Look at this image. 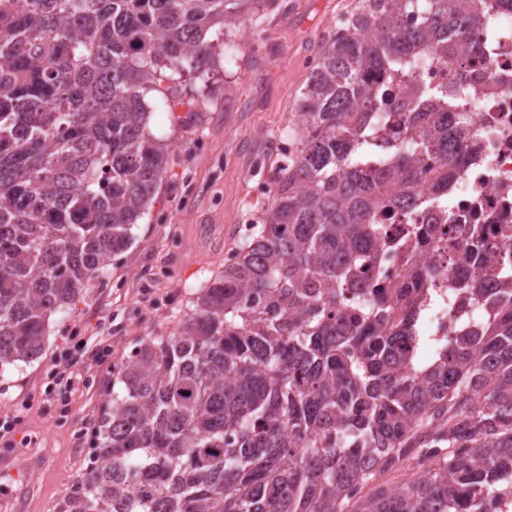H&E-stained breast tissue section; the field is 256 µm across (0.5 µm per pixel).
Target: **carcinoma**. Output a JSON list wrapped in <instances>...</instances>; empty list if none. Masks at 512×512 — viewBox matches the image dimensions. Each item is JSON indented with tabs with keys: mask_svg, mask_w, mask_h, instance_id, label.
Returning <instances> with one entry per match:
<instances>
[{
	"mask_svg": "<svg viewBox=\"0 0 512 512\" xmlns=\"http://www.w3.org/2000/svg\"><path fill=\"white\" fill-rule=\"evenodd\" d=\"M0 0V371L36 358L47 317L131 245L172 143L147 131V96L196 109L214 46L261 0ZM358 0L346 33L310 70L271 168L272 191L224 275L192 314L119 368L122 391L63 512H486L512 486V252L471 224L463 259L499 279L448 293L482 308L452 336L427 335L429 289L378 283L396 246L380 211L417 204L418 156L453 165L464 134L450 102L470 89L466 30L512 0ZM422 23L405 24L406 15ZM460 66L419 112L371 79ZM405 115V143L377 167L365 135ZM412 461L407 482L378 477Z\"/></svg>",
	"mask_w": 512,
	"mask_h": 512,
	"instance_id": "cac0c4a2",
	"label": "carcinoma"
}]
</instances>
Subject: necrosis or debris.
<instances>
[{
  "mask_svg": "<svg viewBox=\"0 0 512 512\" xmlns=\"http://www.w3.org/2000/svg\"><path fill=\"white\" fill-rule=\"evenodd\" d=\"M480 57L469 59L474 70L491 71L493 77L476 82L470 95L457 103L458 126L470 133L456 166L447 171L449 203L432 204L435 176L443 171L436 156L421 161L422 179L416 207L400 213H379L377 223L388 235L405 238L411 225L430 230L431 245L386 252L377 256L386 284L399 283L407 269L415 266L423 273L425 287L434 289L435 298L422 316L432 336L451 334L459 318L471 317V307L450 311L448 287L482 277V268L471 261H458L468 225L483 224L491 243L505 241L503 227L512 225V22L486 30Z\"/></svg>",
  "mask_w": 512,
  "mask_h": 512,
  "instance_id": "1",
  "label": "necrosis or debris"
}]
</instances>
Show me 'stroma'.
<instances>
[{"mask_svg": "<svg viewBox=\"0 0 512 512\" xmlns=\"http://www.w3.org/2000/svg\"><path fill=\"white\" fill-rule=\"evenodd\" d=\"M355 0H267L229 32L211 28L216 69L201 109L153 104L151 132L169 139L172 160L130 248L91 280L70 310L55 314L41 353L0 372V424L22 414L16 434L0 435V461L19 467L13 489L22 512H60L85 469L100 415L112 406L113 374L151 336L169 334L197 297L223 275L284 144L288 117L309 78L332 18ZM153 268L148 285L133 272ZM65 363L78 380L67 400L47 394Z\"/></svg>", "mask_w": 512, "mask_h": 512, "instance_id": "35a3bbf8", "label": "stroma"}]
</instances>
